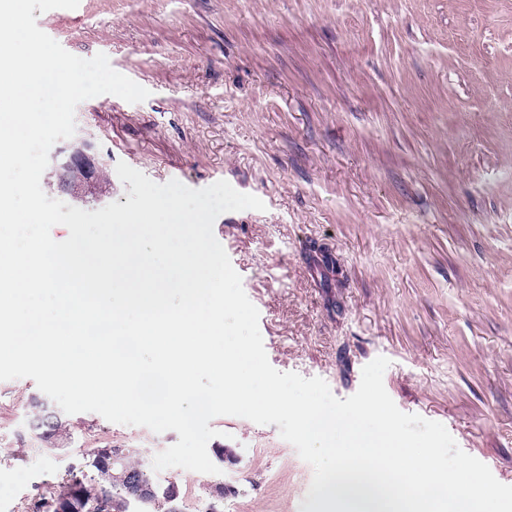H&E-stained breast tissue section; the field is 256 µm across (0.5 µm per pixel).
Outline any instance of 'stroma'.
<instances>
[{
  "label": "stroma",
  "mask_w": 512,
  "mask_h": 512,
  "mask_svg": "<svg viewBox=\"0 0 512 512\" xmlns=\"http://www.w3.org/2000/svg\"><path fill=\"white\" fill-rule=\"evenodd\" d=\"M37 25L81 58L149 90L81 102L109 201L125 162L152 181H216L265 210L220 215L214 235L257 307L271 365L320 377L341 399L363 367L403 412L442 423L512 485V0H83ZM29 378L0 381V512H29L95 448L145 463L176 432L70 415L43 449ZM220 474L172 467L185 512L232 489L224 512H305L312 467L278 425L210 423Z\"/></svg>",
  "instance_id": "35a3bbf8"
}]
</instances>
